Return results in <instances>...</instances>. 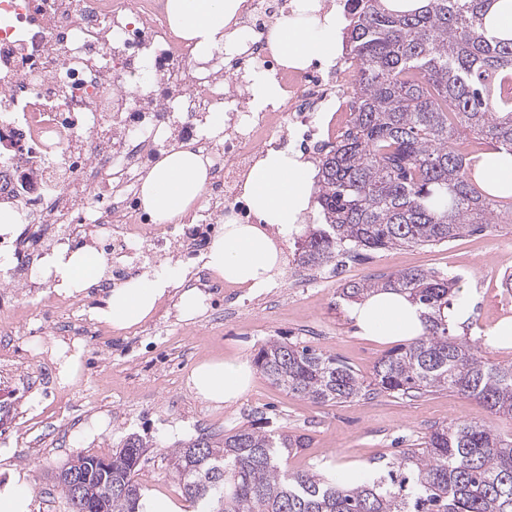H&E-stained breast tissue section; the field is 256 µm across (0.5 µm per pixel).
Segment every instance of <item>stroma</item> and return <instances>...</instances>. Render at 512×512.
<instances>
[{"instance_id":"stroma-1","label":"stroma","mask_w":512,"mask_h":512,"mask_svg":"<svg viewBox=\"0 0 512 512\" xmlns=\"http://www.w3.org/2000/svg\"><path fill=\"white\" fill-rule=\"evenodd\" d=\"M300 234L284 237L285 268L276 285L257 295L244 288L210 294L199 318L180 319L176 298H168L153 319L107 336H84L83 370L74 382L57 377L7 396L0 422V448L9 449L0 470L30 469L32 512H68L54 476L79 450L111 454L130 435L152 440L136 479L145 491L181 497L176 473L160 451L204 432L230 434L258 421L272 431L306 435L309 447L288 460L292 470L314 469L333 477L335 467L358 465L372 477L415 447L433 427L453 420L491 421L498 434L512 438V420L492 418L478 401L445 391L418 397L385 393L345 403L314 404L287 394L263 376L233 404L211 408L195 399L188 377L209 358L253 359L269 340L309 345L370 378L391 345L360 334L339 296L342 283L423 269L458 276L456 295L467 296L472 314L452 335L481 346L485 355L512 363V346L486 338L501 319L512 317V290L503 287L512 273V218L503 217L488 233L465 236L445 246H409L368 253L348 263L342 278L322 280L319 270L296 266ZM0 321L12 331L7 343L17 364L34 374L47 370V347L71 342L70 312L49 284L14 283L0 277ZM107 420L103 433L87 447L78 434L91 418Z\"/></svg>"}]
</instances>
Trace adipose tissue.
Returning a JSON list of instances; mask_svg holds the SVG:
<instances>
[{"instance_id": "1", "label": "adipose tissue", "mask_w": 512, "mask_h": 512, "mask_svg": "<svg viewBox=\"0 0 512 512\" xmlns=\"http://www.w3.org/2000/svg\"><path fill=\"white\" fill-rule=\"evenodd\" d=\"M244 0H167L166 12L174 32L193 41L206 55L233 42V25ZM290 15L269 32V44L280 62L294 67L312 60L335 63L340 50V22L335 12L316 16L315 0H292ZM209 160L203 152L178 149L157 161L143 179L140 200L144 212L161 224L187 219L201 208L209 183ZM314 173L300 154L268 150L244 185V198L254 214L252 224L226 222L214 237L204 267L231 285L261 293L283 273L281 234L300 230L309 209ZM108 260L88 246L56 248L35 272L51 281L56 294L75 297L88 292L103 276ZM189 270L169 264L143 272L123 286L110 289L89 309L92 319L126 331L153 319L169 295H177L184 319L206 311V297L186 287ZM349 315L362 336L381 343L413 341L425 332L421 309L393 290H379L355 302ZM254 373L241 357L211 358L189 375L196 398L209 406L232 404L251 387ZM32 484L28 470L12 467L0 479V512H31Z\"/></svg>"}]
</instances>
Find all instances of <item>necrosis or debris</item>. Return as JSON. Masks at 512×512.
Here are the masks:
<instances>
[{"label":"necrosis or debris","instance_id":"obj_1","mask_svg":"<svg viewBox=\"0 0 512 512\" xmlns=\"http://www.w3.org/2000/svg\"><path fill=\"white\" fill-rule=\"evenodd\" d=\"M288 0H245L233 45L198 55L169 26L162 0H0V204L55 245L84 223L104 235L116 279L172 249L202 250L217 219L254 223L243 184L270 148L319 160L356 107L349 62L284 66L267 35ZM283 95L256 105L250 70ZM224 134H205L212 113ZM190 143L209 157L207 203L156 224L138 203L143 173Z\"/></svg>","mask_w":512,"mask_h":512}]
</instances>
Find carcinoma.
I'll use <instances>...</instances> for the list:
<instances>
[{"label":"carcinoma","mask_w":512,"mask_h":512,"mask_svg":"<svg viewBox=\"0 0 512 512\" xmlns=\"http://www.w3.org/2000/svg\"><path fill=\"white\" fill-rule=\"evenodd\" d=\"M495 0H427L397 10L385 0H345V58L358 71L350 131L317 165L313 199L320 223L308 226L297 266H338L364 252L444 245L489 232L503 202L475 179L460 149L473 132L490 151H512V36L486 25ZM458 277L404 269L349 282L356 302L392 289L420 306L425 333L389 352L365 383L350 366L273 340L255 364L272 384L314 403L379 393L417 396L448 390L512 418V363H496L450 335L448 308ZM303 434L254 423L222 437L200 434L163 453L186 500L200 512H512V438L487 423L452 420L403 452L388 475L346 486L291 471ZM149 445L131 435L109 458L80 454L85 505L58 482L69 512H138L135 479Z\"/></svg>","instance_id":"carcinoma-1"}]
</instances>
